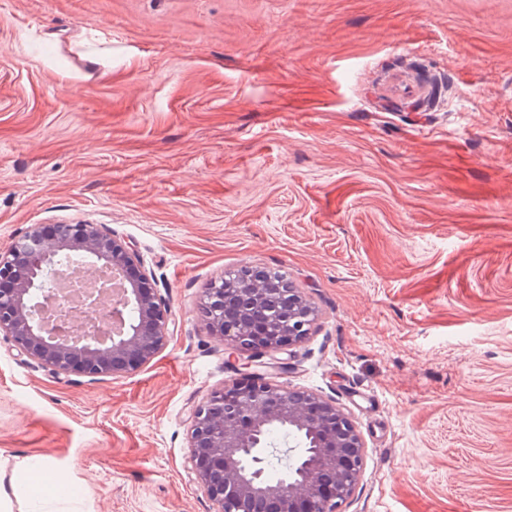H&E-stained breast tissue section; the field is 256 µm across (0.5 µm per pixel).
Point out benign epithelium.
<instances>
[{
	"label": "benign epithelium",
	"instance_id": "benign-epithelium-1",
	"mask_svg": "<svg viewBox=\"0 0 512 512\" xmlns=\"http://www.w3.org/2000/svg\"><path fill=\"white\" fill-rule=\"evenodd\" d=\"M135 249L96 224H39L0 253V335L17 351L55 374L89 377L130 374L169 344L172 313L151 275L128 269ZM82 265L119 285L117 318L105 332L96 327L62 331L50 324L36 298L61 292L65 268ZM200 314L209 335L224 343L231 361L275 356L309 334L315 309L301 289L284 279L279 287L249 267L206 289ZM274 429L305 435L296 470L269 479L262 467L266 439ZM364 446L353 422L331 398L279 384L246 370L213 390L190 413L189 462L213 512H342L359 481Z\"/></svg>",
	"mask_w": 512,
	"mask_h": 512
}]
</instances>
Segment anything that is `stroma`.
<instances>
[{"label": "stroma", "instance_id": "35a3bbf8", "mask_svg": "<svg viewBox=\"0 0 512 512\" xmlns=\"http://www.w3.org/2000/svg\"><path fill=\"white\" fill-rule=\"evenodd\" d=\"M61 223L134 244L173 336L94 380L0 335L12 512H211L198 302L244 265L318 312L265 370L354 422L343 512H512V0H0V252Z\"/></svg>", "mask_w": 512, "mask_h": 512}]
</instances>
